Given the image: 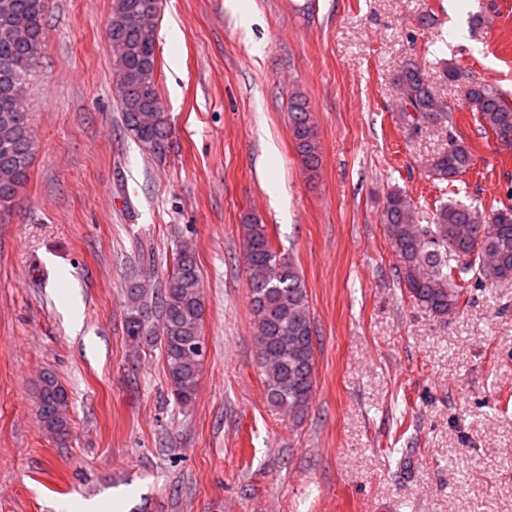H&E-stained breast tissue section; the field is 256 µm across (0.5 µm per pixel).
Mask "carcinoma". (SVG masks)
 <instances>
[{
  "mask_svg": "<svg viewBox=\"0 0 512 512\" xmlns=\"http://www.w3.org/2000/svg\"><path fill=\"white\" fill-rule=\"evenodd\" d=\"M161 0H113L107 37L115 55L122 121L128 134L152 156L165 153L168 118L158 92L155 20ZM50 0H0V209L10 207L27 183L36 143L29 113L22 108L29 77L45 42ZM402 118L419 130L448 122V105L421 68L407 62L396 76ZM467 103L484 132L512 150V102L486 84L467 91ZM295 149L304 168L320 164L317 127L307 97L288 101ZM473 164L471 150L455 138L430 163V175L453 183ZM399 277L417 304L440 318L465 308L469 279L512 281V205L480 210L450 199L436 208L431 224L415 223L407 197L392 191L383 208ZM242 227L250 303L255 320L259 367L268 402L301 418L315 395L316 336L307 290L292 262L273 248L266 225L253 216ZM204 302L193 248L173 253L172 273L157 289H127L125 334L133 345L156 346L164 357L171 389L182 406L197 395L205 359ZM37 416L44 431L69 434V396L51 375L35 389Z\"/></svg>",
  "mask_w": 512,
  "mask_h": 512,
  "instance_id": "obj_1",
  "label": "carcinoma"
}]
</instances>
